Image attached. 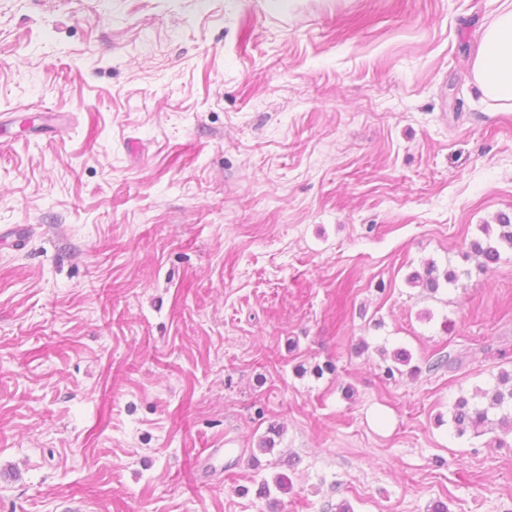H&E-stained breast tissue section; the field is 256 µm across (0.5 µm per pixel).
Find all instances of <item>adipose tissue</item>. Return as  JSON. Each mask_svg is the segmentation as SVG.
I'll return each instance as SVG.
<instances>
[{
	"instance_id": "adipose-tissue-1",
	"label": "adipose tissue",
	"mask_w": 512,
	"mask_h": 512,
	"mask_svg": "<svg viewBox=\"0 0 512 512\" xmlns=\"http://www.w3.org/2000/svg\"><path fill=\"white\" fill-rule=\"evenodd\" d=\"M474 82L488 99L512 108V0H503L472 61Z\"/></svg>"
}]
</instances>
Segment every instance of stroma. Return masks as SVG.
Segmentation results:
<instances>
[{
  "instance_id": "35a3bbf8",
  "label": "stroma",
  "mask_w": 512,
  "mask_h": 512,
  "mask_svg": "<svg viewBox=\"0 0 512 512\" xmlns=\"http://www.w3.org/2000/svg\"><path fill=\"white\" fill-rule=\"evenodd\" d=\"M499 6L0 0V512L512 502V447L437 422L512 356V251L469 250L512 218ZM474 82L488 99L512 108V2L504 0L485 28L472 61ZM482 238L470 242V251L482 259V267L489 268L497 264L501 257V250H512V221L501 217L498 224H483L480 227ZM409 284L423 288L430 293H435L441 286L438 267L434 261L425 264L423 273H415L409 279Z\"/></svg>"
}]
</instances>
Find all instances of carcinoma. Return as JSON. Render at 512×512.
I'll return each instance as SVG.
<instances>
[{
  "label": "carcinoma",
  "instance_id": "carcinoma-1",
  "mask_svg": "<svg viewBox=\"0 0 512 512\" xmlns=\"http://www.w3.org/2000/svg\"><path fill=\"white\" fill-rule=\"evenodd\" d=\"M480 230L483 237L472 240L469 248L487 269L498 263L502 249L512 250V220L502 217L496 224L481 225ZM457 279L458 274L452 269L438 274L436 263L429 261L423 272L410 277L409 284L435 293L441 282L451 285ZM448 423L459 437L469 434L478 438L496 430L512 434V370L500 371L492 386L459 396L449 408Z\"/></svg>",
  "mask_w": 512,
  "mask_h": 512
}]
</instances>
